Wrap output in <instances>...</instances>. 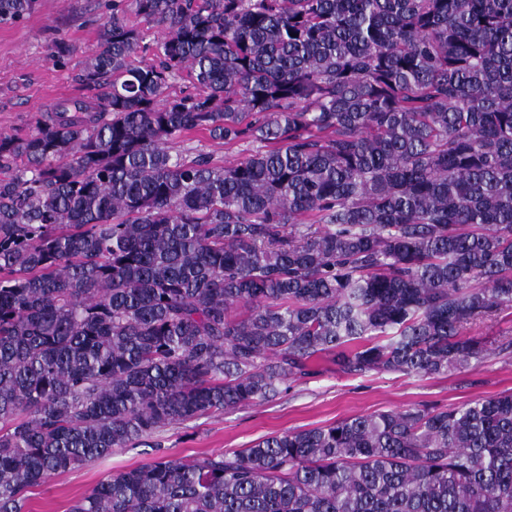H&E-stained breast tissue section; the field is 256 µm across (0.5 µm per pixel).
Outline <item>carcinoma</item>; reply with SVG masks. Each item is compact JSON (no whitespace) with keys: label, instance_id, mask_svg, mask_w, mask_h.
Wrapping results in <instances>:
<instances>
[{"label":"carcinoma","instance_id":"obj_1","mask_svg":"<svg viewBox=\"0 0 512 512\" xmlns=\"http://www.w3.org/2000/svg\"><path fill=\"white\" fill-rule=\"evenodd\" d=\"M121 2L93 94L0 132V512L141 445L70 512H512V393L160 440L322 357L426 377L487 353L466 329L512 308V0H132L149 62ZM191 131L252 149L173 157ZM124 19L127 25L135 28L141 35L139 56L145 60L154 58L155 46L160 39L159 30L146 24L131 8L125 12Z\"/></svg>","mask_w":512,"mask_h":512}]
</instances>
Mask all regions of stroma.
Returning <instances> with one entry per match:
<instances>
[{
	"instance_id": "1",
	"label": "stroma",
	"mask_w": 512,
	"mask_h": 512,
	"mask_svg": "<svg viewBox=\"0 0 512 512\" xmlns=\"http://www.w3.org/2000/svg\"><path fill=\"white\" fill-rule=\"evenodd\" d=\"M112 16V0H36L26 18L0 24V132H29L37 111L86 94L78 81L87 57L95 53L101 25ZM69 45L64 62L50 58L54 42ZM189 158L207 156L221 165L243 154L242 146L225 147L202 132L187 134L171 149ZM488 352L480 360L447 374L418 377L400 372L347 375L327 358L316 360L312 376L289 381L273 401L228 413L204 416L170 427L162 435L169 456L199 457L251 446L284 430L326 426L361 414L428 406L445 408L468 400L512 392V309L474 325ZM154 459L140 446L58 474L33 488L27 512H69L71 506L108 472L140 466Z\"/></svg>"
}]
</instances>
